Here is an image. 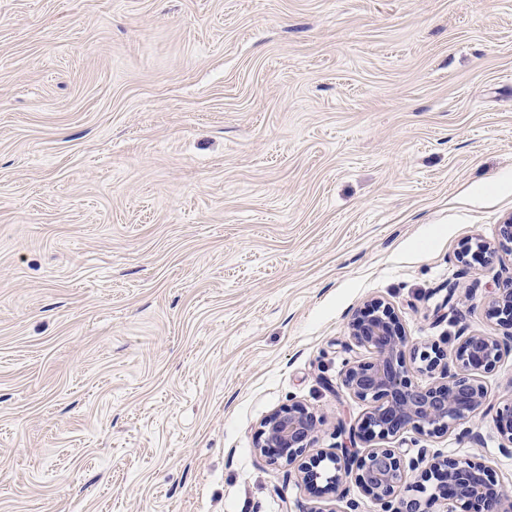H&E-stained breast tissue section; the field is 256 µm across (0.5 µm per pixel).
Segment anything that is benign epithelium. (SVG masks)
<instances>
[{
  "label": "benign epithelium",
  "mask_w": 512,
  "mask_h": 512,
  "mask_svg": "<svg viewBox=\"0 0 512 512\" xmlns=\"http://www.w3.org/2000/svg\"><path fill=\"white\" fill-rule=\"evenodd\" d=\"M499 322L512 327V280L495 300ZM350 336L368 348L373 359L357 362L343 373L342 385L354 397L372 403L365 420L348 431L349 442L356 439L386 440L405 429L427 435L460 430L479 441L465 427L466 420L487 402V390L476 376L495 368L504 352L512 349V333L503 338L472 334L457 350L456 367L441 365L439 356H425L439 376L427 386L414 383L405 358V337L400 332L394 310L382 299H374L354 314ZM497 430L503 439L500 451L512 456V399L497 409ZM317 419L306 408L291 405L267 415L260 424L256 451L271 464H290L313 446ZM415 470V462H405L393 448L377 446L363 455L340 445L333 453H317L301 463L299 473L310 494L335 492L350 474L366 496L381 506V512H415L395 500L396 488ZM430 473L438 481L439 497L446 501L444 512H457L460 502L480 506V512H512V501L496 488L489 471L472 463L459 464L441 454L433 456Z\"/></svg>",
  "instance_id": "obj_1"
}]
</instances>
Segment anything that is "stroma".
Instances as JSON below:
<instances>
[{
	"mask_svg": "<svg viewBox=\"0 0 512 512\" xmlns=\"http://www.w3.org/2000/svg\"><path fill=\"white\" fill-rule=\"evenodd\" d=\"M511 216L512 0H0V512H380L266 464L260 423L360 424L371 299L422 386L512 333ZM481 381L480 442L389 439L397 499L443 512L435 451L512 497V351ZM495 423L503 439L500 451L505 455L512 456V399L497 409Z\"/></svg>",
	"mask_w": 512,
	"mask_h": 512,
	"instance_id": "stroma-1",
	"label": "stroma"
}]
</instances>
